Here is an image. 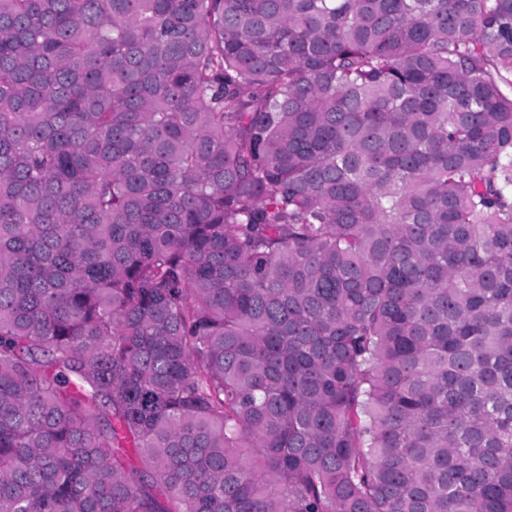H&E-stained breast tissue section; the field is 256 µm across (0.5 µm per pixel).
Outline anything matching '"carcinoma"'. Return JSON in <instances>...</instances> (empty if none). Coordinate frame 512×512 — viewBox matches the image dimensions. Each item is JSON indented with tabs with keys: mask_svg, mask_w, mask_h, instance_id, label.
Returning <instances> with one entry per match:
<instances>
[{
	"mask_svg": "<svg viewBox=\"0 0 512 512\" xmlns=\"http://www.w3.org/2000/svg\"><path fill=\"white\" fill-rule=\"evenodd\" d=\"M0 512H512V0H0Z\"/></svg>",
	"mask_w": 512,
	"mask_h": 512,
	"instance_id": "cac0c4a2",
	"label": "carcinoma"
}]
</instances>
